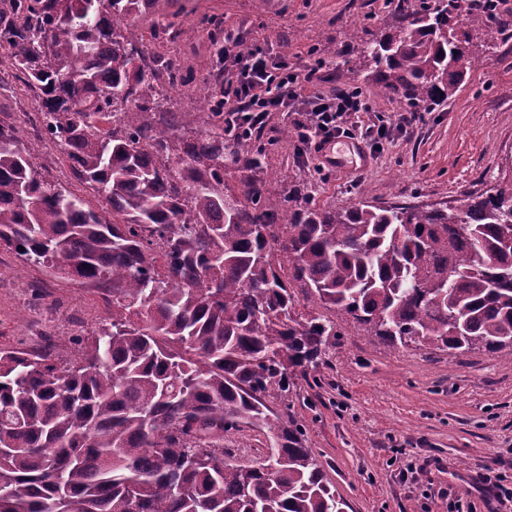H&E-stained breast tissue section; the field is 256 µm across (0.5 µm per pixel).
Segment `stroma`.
Listing matches in <instances>:
<instances>
[{
  "label": "stroma",
  "instance_id": "obj_1",
  "mask_svg": "<svg viewBox=\"0 0 512 512\" xmlns=\"http://www.w3.org/2000/svg\"><path fill=\"white\" fill-rule=\"evenodd\" d=\"M184 33L168 44L192 65L182 103L211 79L217 61L203 17L224 23V34L263 47L271 56L288 48L291 65L319 67L310 91L344 86L362 89L370 106L364 122L396 120L403 109L345 66L354 45L390 32L388 0H181ZM34 108L18 85L0 88V121L23 138L33 129ZM285 119L274 115L261 144L269 189H301L313 205L367 202L459 205L492 179H512V35L497 52L468 71L452 99L420 113L407 133L395 135L378 154H359L354 141L335 147V163L316 154L297 160L294 139L283 137ZM36 164L69 191L98 205L54 147ZM111 308L92 290L56 274L25 266L0 249V346L32 348L97 328ZM336 351L320 368L317 384L298 380L287 402L302 425L325 477L348 504L347 512H450L456 500L476 512H495L485 477L512 476V365L485 349L450 353L394 348L337 317Z\"/></svg>",
  "mask_w": 512,
  "mask_h": 512
}]
</instances>
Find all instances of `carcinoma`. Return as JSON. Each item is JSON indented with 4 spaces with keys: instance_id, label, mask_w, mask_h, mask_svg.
<instances>
[{
    "instance_id": "cac0c4a2",
    "label": "carcinoma",
    "mask_w": 512,
    "mask_h": 512,
    "mask_svg": "<svg viewBox=\"0 0 512 512\" xmlns=\"http://www.w3.org/2000/svg\"><path fill=\"white\" fill-rule=\"evenodd\" d=\"M173 0H9L0 66L45 114L0 125V247L112 300L70 352L0 347V512H344L291 414L294 378L328 363L335 314L396 346L483 347L512 364V183L458 207L309 205L271 195L261 131H224V74L176 108ZM355 51L379 92L431 110L506 27L482 4L419 0ZM105 202L34 163L45 142ZM290 206H285V203ZM323 313L296 311L300 300ZM263 431L237 465L224 436Z\"/></svg>"
}]
</instances>
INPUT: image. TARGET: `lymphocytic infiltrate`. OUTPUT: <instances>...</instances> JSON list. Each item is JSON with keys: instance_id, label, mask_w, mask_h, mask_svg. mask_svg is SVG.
Returning a JSON list of instances; mask_svg holds the SVG:
<instances>
[{"instance_id": "lymphocytic-infiltrate-1", "label": "lymphocytic infiltrate", "mask_w": 512, "mask_h": 512, "mask_svg": "<svg viewBox=\"0 0 512 512\" xmlns=\"http://www.w3.org/2000/svg\"><path fill=\"white\" fill-rule=\"evenodd\" d=\"M317 78V69L298 70L258 47L244 55L236 42L225 41V129L248 134L267 126L274 114L287 113L296 134L294 152L304 159L344 138H360L378 150L393 133H406L413 122L404 115L395 123L362 124L358 115L369 109L362 90L348 86L326 95L307 93V85Z\"/></svg>"}]
</instances>
